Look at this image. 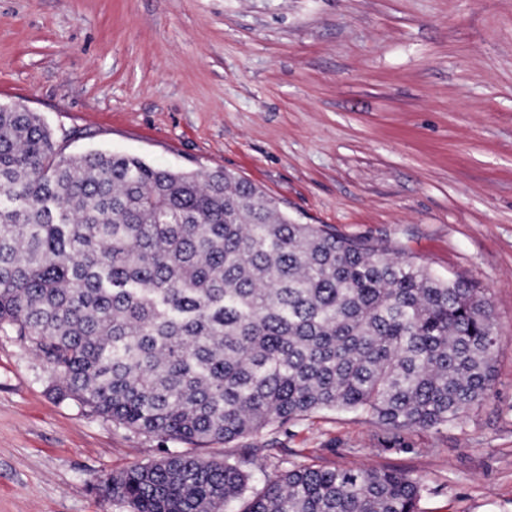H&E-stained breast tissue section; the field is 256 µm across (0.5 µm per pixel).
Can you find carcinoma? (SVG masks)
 <instances>
[{"label": "carcinoma", "mask_w": 512, "mask_h": 512, "mask_svg": "<svg viewBox=\"0 0 512 512\" xmlns=\"http://www.w3.org/2000/svg\"><path fill=\"white\" fill-rule=\"evenodd\" d=\"M4 197L0 324L117 425L230 443L331 408L402 433L491 389L480 289L299 224L224 170L64 156L38 113L1 107ZM255 452L166 453L105 488L132 512H418L398 470L302 464L250 494Z\"/></svg>", "instance_id": "cac0c4a2"}]
</instances>
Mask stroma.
I'll list each match as a JSON object with an SVG mask.
<instances>
[{
	"instance_id": "obj_1",
	"label": "stroma",
	"mask_w": 512,
	"mask_h": 512,
	"mask_svg": "<svg viewBox=\"0 0 512 512\" xmlns=\"http://www.w3.org/2000/svg\"><path fill=\"white\" fill-rule=\"evenodd\" d=\"M15 103L62 154L227 170L300 223L471 283L500 341L488 398L406 447L324 409L198 448L60 397L0 325V512H131L104 479L269 444L256 489L363 464L417 476L420 512H512V0H0V105Z\"/></svg>"
}]
</instances>
